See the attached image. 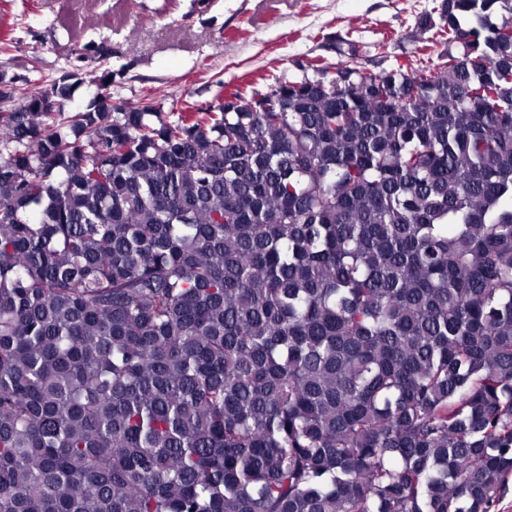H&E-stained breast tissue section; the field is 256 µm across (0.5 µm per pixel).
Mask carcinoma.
<instances>
[{
	"label": "carcinoma",
	"mask_w": 512,
	"mask_h": 512,
	"mask_svg": "<svg viewBox=\"0 0 512 512\" xmlns=\"http://www.w3.org/2000/svg\"><path fill=\"white\" fill-rule=\"evenodd\" d=\"M417 27L168 117L0 100V512H495L512 0Z\"/></svg>",
	"instance_id": "obj_1"
}]
</instances>
